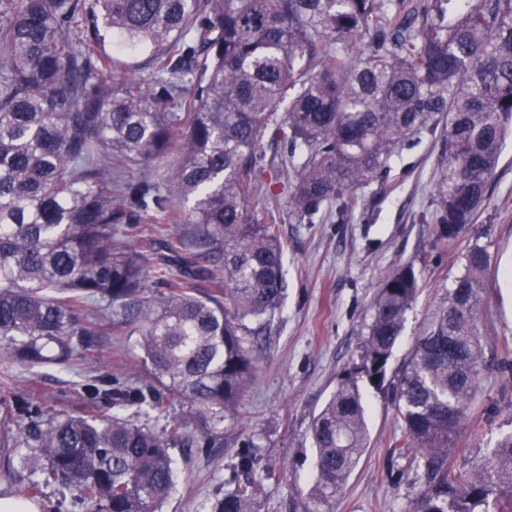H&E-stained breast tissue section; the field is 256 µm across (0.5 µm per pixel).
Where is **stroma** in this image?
<instances>
[{
	"label": "stroma",
	"mask_w": 512,
	"mask_h": 512,
	"mask_svg": "<svg viewBox=\"0 0 512 512\" xmlns=\"http://www.w3.org/2000/svg\"><path fill=\"white\" fill-rule=\"evenodd\" d=\"M444 136L439 123L410 139L393 163L388 191L368 199L366 213L348 223L300 224L282 217L287 288L271 332L258 341L259 373L242 403L238 430L240 442H254L271 472L261 480V499L281 503L308 490L315 461L311 419L344 371L358 362L383 277L406 264L417 265L420 273L419 295L387 366L392 379L445 303L462 270L461 254L473 240L491 256L479 314L485 367L471 403L474 428L458 435L448 462L464 470L480 466L512 433V385L501 371L503 361L512 362V135L503 143L486 210L454 245L442 248L426 219L435 209L447 163ZM80 384L75 372L48 366L34 380H21L19 388L76 412L83 406ZM361 387L368 408L367 448L337 494L333 512H411L420 458L392 452L401 429L388 388L366 381ZM173 457L178 486L162 512H207L215 490L232 476L233 449L207 458L197 449L178 448Z\"/></svg>",
	"instance_id": "35a3bbf8"
}]
</instances>
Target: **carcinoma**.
<instances>
[{"mask_svg":"<svg viewBox=\"0 0 512 512\" xmlns=\"http://www.w3.org/2000/svg\"><path fill=\"white\" fill-rule=\"evenodd\" d=\"M442 119L431 223L448 246L485 209L512 128V0H0V351L77 371L87 402L71 413L3 392V476L25 498L54 488L91 512H159L176 487L170 449L221 451L256 377L286 288L278 186L298 223L344 224ZM169 156L173 204L132 179ZM149 197L175 228L164 254L121 227ZM488 263L467 246L391 382L392 453L423 462L413 512H512V434L478 468L448 465L484 365ZM418 292L412 265L384 277L360 363L312 419L316 475L288 512H331L367 445L359 379L384 382ZM135 334L140 367L112 372L102 338ZM253 447L236 470L260 469ZM210 512L281 510L247 480Z\"/></svg>","mask_w":512,"mask_h":512,"instance_id":"carcinoma-1","label":"carcinoma"}]
</instances>
